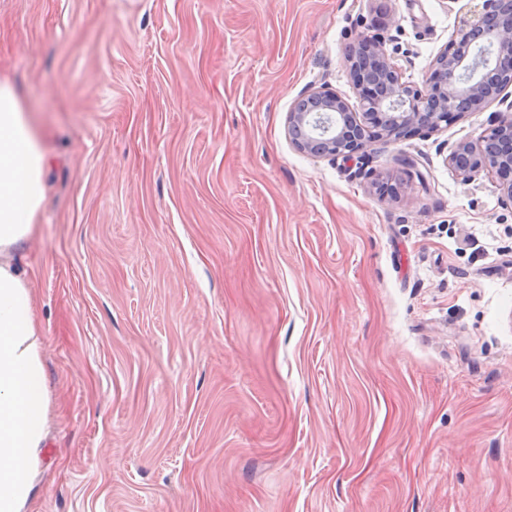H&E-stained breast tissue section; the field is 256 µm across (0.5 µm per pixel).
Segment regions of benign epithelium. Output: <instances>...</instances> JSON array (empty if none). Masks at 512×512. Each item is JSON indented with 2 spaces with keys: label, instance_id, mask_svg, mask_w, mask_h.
<instances>
[{
  "label": "benign epithelium",
  "instance_id": "7a95c632",
  "mask_svg": "<svg viewBox=\"0 0 512 512\" xmlns=\"http://www.w3.org/2000/svg\"><path fill=\"white\" fill-rule=\"evenodd\" d=\"M359 109L335 91L311 89L288 113L292 146L313 157H350L369 139L402 141L434 132L459 110L481 112L512 85V0H477L440 50L423 86L402 81L401 69L378 36H363L345 51ZM366 122H361L360 118ZM448 164L461 183L494 179L512 203V103L497 112L493 127L456 145Z\"/></svg>",
  "mask_w": 512,
  "mask_h": 512
}]
</instances>
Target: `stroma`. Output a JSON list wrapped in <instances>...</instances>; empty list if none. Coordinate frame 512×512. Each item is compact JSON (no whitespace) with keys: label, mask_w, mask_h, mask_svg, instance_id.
<instances>
[{"label":"stroma","mask_w":512,"mask_h":512,"mask_svg":"<svg viewBox=\"0 0 512 512\" xmlns=\"http://www.w3.org/2000/svg\"><path fill=\"white\" fill-rule=\"evenodd\" d=\"M459 0H0L53 156L23 261L48 435L27 512H512V204L447 158L288 141L344 50L421 84Z\"/></svg>","instance_id":"1"}]
</instances>
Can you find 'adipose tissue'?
<instances>
[{
  "label": "adipose tissue",
  "mask_w": 512,
  "mask_h": 512,
  "mask_svg": "<svg viewBox=\"0 0 512 512\" xmlns=\"http://www.w3.org/2000/svg\"><path fill=\"white\" fill-rule=\"evenodd\" d=\"M51 166L32 114L0 80V512H26L47 435L39 328L21 253L36 232Z\"/></svg>",
  "instance_id": "adipose-tissue-1"
}]
</instances>
